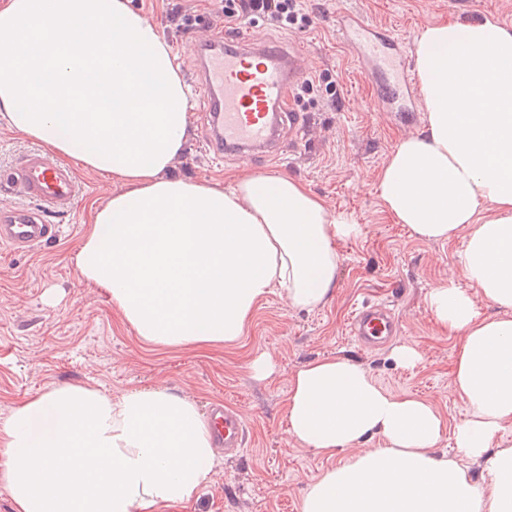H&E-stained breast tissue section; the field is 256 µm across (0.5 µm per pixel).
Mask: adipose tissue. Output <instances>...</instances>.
Wrapping results in <instances>:
<instances>
[{
  "label": "adipose tissue",
  "instance_id": "ef3b65f1",
  "mask_svg": "<svg viewBox=\"0 0 512 512\" xmlns=\"http://www.w3.org/2000/svg\"><path fill=\"white\" fill-rule=\"evenodd\" d=\"M414 70L425 126L391 150L377 190L393 223L421 239H464L466 288L448 281L428 302L457 340L453 386L470 414L456 445L488 478L435 455L445 422L430 400L328 356L292 373L287 431L348 457L308 488L300 512H512V446L497 439L512 421V28L491 15L428 23ZM188 107L170 46L127 0H0V117L122 183L74 262L159 348L236 343L275 288L292 308L323 307L339 243L363 233L293 177L244 170L222 189L169 176ZM483 302L496 315H482ZM375 437L379 447L355 453ZM0 452L14 512H182L216 460L191 398L79 384L17 404L0 422Z\"/></svg>",
  "mask_w": 512,
  "mask_h": 512
}]
</instances>
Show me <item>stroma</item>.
<instances>
[{"label":"stroma","instance_id":"1","mask_svg":"<svg viewBox=\"0 0 512 512\" xmlns=\"http://www.w3.org/2000/svg\"><path fill=\"white\" fill-rule=\"evenodd\" d=\"M131 4L158 28L186 75L196 41L222 29L205 0ZM174 7L194 15L188 30L173 31L168 14ZM308 10L310 23L302 30L263 22L250 27L255 36L303 50L305 75L316 81L313 92L296 102L309 117L305 145L280 162L240 155L217 165L204 153L203 132L193 124L171 173L224 188L243 169L278 172L305 182L330 208L354 212L364 233L340 243L337 288L324 307L296 310L275 292L259 305L235 344L194 349L141 342L113 310L108 294L86 283L72 259L93 210L121 189L110 175L80 166L77 198L50 216L51 223L64 226L62 237L29 253L0 249V420L30 396L66 383L115 395L157 386L190 395L205 414L221 401L242 413L247 453L221 460L184 512H299L308 487L336 464L286 432L289 378L307 361L350 357L391 393L427 397L449 426L468 413L453 388L456 339L437 329L428 304L432 288L459 272L463 240L427 242L392 223L374 188L397 141L420 132L426 114L413 112L399 121L379 112L366 75L336 36L333 19L337 11H349L411 42L422 25L444 18L492 14L512 25V0H309ZM324 72L331 75L332 87L318 83ZM366 298L395 304L402 322L397 345L418 352L414 366L399 365L394 347L365 351L349 340L347 320ZM262 354L275 365L264 379L251 369Z\"/></svg>","mask_w":512,"mask_h":512}]
</instances>
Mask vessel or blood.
Instances as JSON below:
<instances>
[{
	"mask_svg": "<svg viewBox=\"0 0 512 512\" xmlns=\"http://www.w3.org/2000/svg\"><path fill=\"white\" fill-rule=\"evenodd\" d=\"M336 31L354 61L372 64L380 105L406 111L405 93L413 80L406 64V42L345 11L336 16ZM196 73L200 94L195 110L206 150L213 157L252 153L276 159L284 151L287 136L305 139L307 119L291 105L292 92L304 76L298 47L247 34L231 42L209 37L197 44ZM0 188L23 199L22 204L0 208V247L26 253L60 236V225L48 223L47 215L70 206L78 183L68 164L29 151L0 176ZM399 332V320L385 302H361L347 325L349 338L366 349L386 343ZM211 417L225 453L242 456L246 451L242 415L218 405Z\"/></svg>",
	"mask_w": 512,
	"mask_h": 512,
	"instance_id": "1",
	"label": "vessel or blood"
}]
</instances>
